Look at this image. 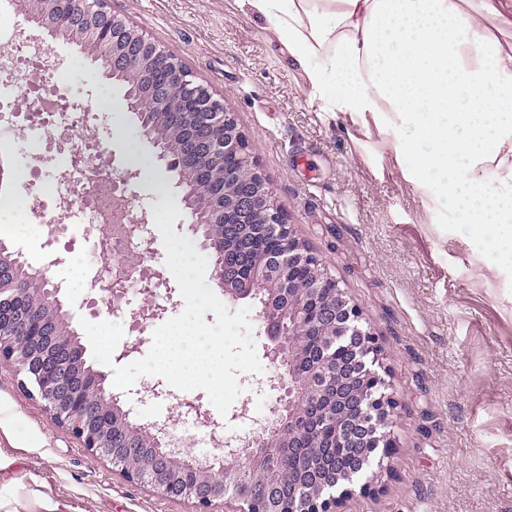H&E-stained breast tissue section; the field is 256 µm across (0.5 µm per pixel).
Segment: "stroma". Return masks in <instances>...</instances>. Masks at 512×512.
I'll list each match as a JSON object with an SVG mask.
<instances>
[{
  "label": "stroma",
  "instance_id": "stroma-1",
  "mask_svg": "<svg viewBox=\"0 0 512 512\" xmlns=\"http://www.w3.org/2000/svg\"><path fill=\"white\" fill-rule=\"evenodd\" d=\"M152 41L175 54L208 86L246 135L258 170L300 240L328 267L377 338L381 374L397 402L392 448L368 488L353 487L337 512H512V265L477 241L461 210L427 199L406 177L408 163L393 134L371 115L331 112L314 94L303 66L289 54L272 22L247 0H108ZM48 46L64 61L68 99L98 113L89 134L106 169L121 175L141 156L159 177L130 182L136 208L152 212L180 202L177 176L157 161L125 109L123 92L100 60L62 37ZM23 122L0 126V158L9 176L0 196L32 189V170L51 164L27 150ZM0 236L33 267L54 259L48 275L74 318L102 321L105 307L86 275L90 252L83 225L63 228L45 247L29 221L0 211ZM161 277L156 295L164 315L184 308L165 264L161 235L146 258ZM242 373V391L225 417V434L245 436V416L270 419L278 393L275 371ZM151 375L126 397L133 420L173 419L188 438L189 456H214L179 400L210 408L201 390L154 398ZM47 486L66 512H195L192 502L130 481L94 458L70 430L0 364V498Z\"/></svg>",
  "mask_w": 512,
  "mask_h": 512
}]
</instances>
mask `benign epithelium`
<instances>
[{"instance_id": "7a95c632", "label": "benign epithelium", "mask_w": 512, "mask_h": 512, "mask_svg": "<svg viewBox=\"0 0 512 512\" xmlns=\"http://www.w3.org/2000/svg\"><path fill=\"white\" fill-rule=\"evenodd\" d=\"M107 0H18L24 21L33 28L51 29L60 35L75 34L94 52L108 60V76L124 89L128 111L145 116L139 122L144 139L156 149L166 169L177 172V186L187 210L192 232H203V246L219 254L228 253L224 238L210 232V225L232 228L247 218L262 225L261 235L268 244L258 246L250 261L239 264L233 258L213 261V276L224 286V295L242 298L230 283L244 276L251 297L261 298L279 291L288 296V306L272 313H258L261 330L269 341L265 355L277 370L283 393L279 410L295 412L313 402L306 383L294 376L293 354L301 350L309 336H321L330 343L350 341L349 350L357 355L364 349L378 352L370 329L362 323L357 308L351 305L339 283L324 263L301 245L294 226L289 224L275 203L272 188L257 170L248 140L224 104L179 61L175 54L150 41L143 31L122 16L106 9ZM139 172L130 170L112 179V194L126 214L135 260L119 279L98 276V292L116 308L125 303L127 283L141 275V265L152 252V239L137 236L148 223L145 213L134 212L128 183ZM0 260V311H17L15 328L0 325V363L13 366L22 375L24 391L38 396L50 416L71 432L91 452L107 461L132 481L150 485L163 494L192 501L196 512H212L218 501L234 499L227 482L229 472L240 478L257 471H275L282 458L273 448L283 421L262 424L252 435L240 437L220 461L188 456L171 458L165 467L130 470L123 457L133 450L131 437L140 427L130 421L120 395L108 384V374L87 364L85 349L70 328L69 313L63 310L59 288L51 285L48 271L57 260L35 269L27 263L23 276L32 287L18 295V278ZM336 299V309H326L319 299ZM379 358L360 373V391L352 394L351 404L359 415L347 426L327 416L324 429L339 445L352 432L367 437V460L378 458L383 464L390 448V428L394 402L386 393L380 375ZM195 413L196 423L212 433L224 429V422L193 401H183ZM381 419L385 431L377 433L371 424ZM354 478L339 487L319 493L306 512H335L339 499L349 491Z\"/></svg>"}]
</instances>
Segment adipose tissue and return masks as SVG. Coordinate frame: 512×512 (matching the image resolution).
I'll list each match as a JSON object with an SVG mask.
<instances>
[{
    "label": "adipose tissue",
    "mask_w": 512,
    "mask_h": 512,
    "mask_svg": "<svg viewBox=\"0 0 512 512\" xmlns=\"http://www.w3.org/2000/svg\"><path fill=\"white\" fill-rule=\"evenodd\" d=\"M329 111L394 131L414 188L463 198L474 237L512 262V20L495 0H250ZM500 171L486 185L488 168Z\"/></svg>",
    "instance_id": "obj_1"
}]
</instances>
